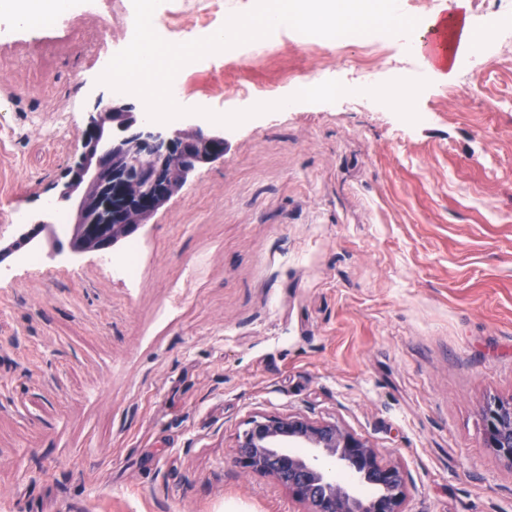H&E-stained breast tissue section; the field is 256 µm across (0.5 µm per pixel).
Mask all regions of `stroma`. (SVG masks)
Wrapping results in <instances>:
<instances>
[{
	"label": "stroma",
	"instance_id": "obj_1",
	"mask_svg": "<svg viewBox=\"0 0 512 512\" xmlns=\"http://www.w3.org/2000/svg\"><path fill=\"white\" fill-rule=\"evenodd\" d=\"M254 4L158 10L184 43ZM131 5L91 19L72 0L59 27L0 47V247L34 216L56 222L89 112L143 111L94 61L122 49ZM358 54L285 26L259 56L181 70L187 108L288 105L225 128L223 158L133 235L135 279L105 266L126 244L70 264L48 236L41 265L0 269V512H303L230 456L249 420L289 414L404 470L405 512H512L482 414L512 398V41L445 79L404 35L374 78L344 67ZM403 73L427 82L413 124L365 93ZM314 76L346 94L292 101Z\"/></svg>",
	"mask_w": 512,
	"mask_h": 512
}]
</instances>
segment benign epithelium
<instances>
[{
  "instance_id": "obj_1",
  "label": "benign epithelium",
  "mask_w": 512,
  "mask_h": 512,
  "mask_svg": "<svg viewBox=\"0 0 512 512\" xmlns=\"http://www.w3.org/2000/svg\"><path fill=\"white\" fill-rule=\"evenodd\" d=\"M224 129L193 120L169 126L126 106L90 113L82 130V152L59 189L56 203L75 208L70 225H58L70 258L87 249L110 251L132 236L199 166L224 157ZM41 218L24 224L18 239L36 246L32 232ZM484 442L512 463V400L494 399L483 409ZM234 464L273 477L306 506L305 512H363L355 489L336 479L323 463L333 459L358 482L393 486L375 498L370 512H403L407 477L381 461L366 440L334 422L303 415L254 418L232 449Z\"/></svg>"
}]
</instances>
